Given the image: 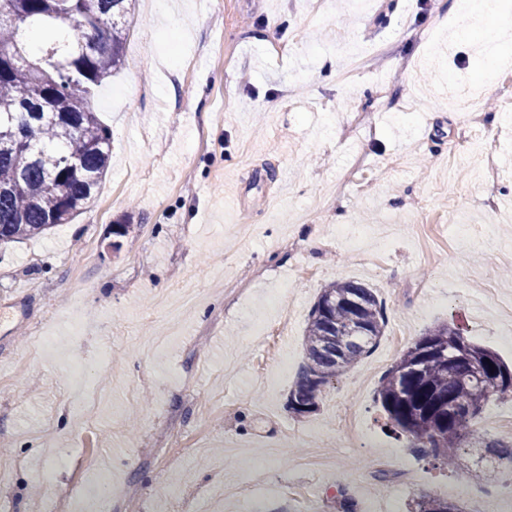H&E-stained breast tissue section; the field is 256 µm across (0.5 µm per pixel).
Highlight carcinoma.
Segmentation results:
<instances>
[{
    "label": "carcinoma",
    "mask_w": 512,
    "mask_h": 512,
    "mask_svg": "<svg viewBox=\"0 0 512 512\" xmlns=\"http://www.w3.org/2000/svg\"><path fill=\"white\" fill-rule=\"evenodd\" d=\"M133 23L132 0H0V246L67 224L93 202L112 153L94 95L120 69ZM31 29L42 45L21 39ZM384 325L372 289L323 288L288 408L312 413L323 387L371 352ZM507 395L512 370L500 357L441 324L401 355L378 402L421 452L454 466L461 449L482 444L474 424L486 405Z\"/></svg>",
    "instance_id": "cac0c4a2"
}]
</instances>
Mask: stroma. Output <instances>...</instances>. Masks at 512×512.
Returning <instances> with one entry per match:
<instances>
[{"label": "stroma", "mask_w": 512, "mask_h": 512, "mask_svg": "<svg viewBox=\"0 0 512 512\" xmlns=\"http://www.w3.org/2000/svg\"><path fill=\"white\" fill-rule=\"evenodd\" d=\"M456 0H136L97 197L72 223L0 247V502L31 512L112 475L109 512H408L419 496L501 512L512 441L451 469L413 453L376 400L385 372L451 324L512 366V97L456 37ZM129 230L120 239L111 225ZM120 250H113V242ZM384 306L372 353L299 417L288 394L325 285ZM289 354L274 368L270 349ZM70 448L82 470L58 460ZM466 483L472 496L455 494Z\"/></svg>", "instance_id": "35a3bbf8"}]
</instances>
